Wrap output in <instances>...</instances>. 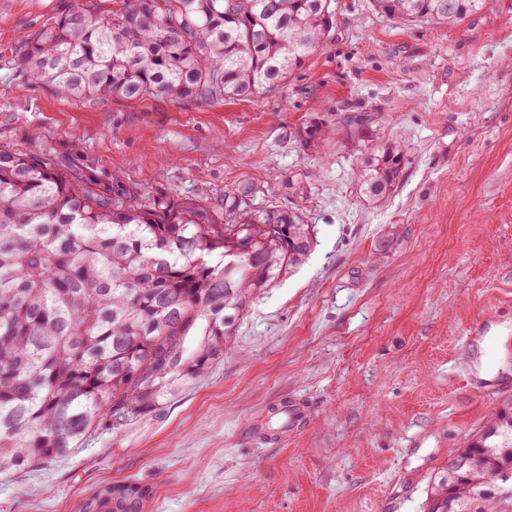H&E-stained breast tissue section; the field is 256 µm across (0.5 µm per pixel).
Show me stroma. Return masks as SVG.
Listing matches in <instances>:
<instances>
[{"label":"stroma","mask_w":512,"mask_h":512,"mask_svg":"<svg viewBox=\"0 0 512 512\" xmlns=\"http://www.w3.org/2000/svg\"><path fill=\"white\" fill-rule=\"evenodd\" d=\"M76 2L0 0V145L55 150L148 203L296 209L317 243L206 375L1 477L0 512H83L116 482L149 488L144 512H423L457 448L512 405V0L452 26L336 0L331 36L279 87L209 103L76 101L28 77L21 40ZM348 112L406 146L384 200L359 194L357 145L308 138ZM285 397L305 425L259 441L250 424Z\"/></svg>","instance_id":"stroma-1"}]
</instances>
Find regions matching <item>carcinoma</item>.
I'll list each match as a JSON object with an SVG mask.
<instances>
[{
	"mask_svg": "<svg viewBox=\"0 0 512 512\" xmlns=\"http://www.w3.org/2000/svg\"><path fill=\"white\" fill-rule=\"evenodd\" d=\"M486 0H371L397 22L455 24ZM334 0H126L103 18L69 8L20 45L29 76L79 100L251 99L329 38ZM349 112L336 132L361 151L360 190L384 199L403 170L398 140L370 146ZM297 211L224 215L194 200L140 203L52 150L0 146V477L52 462L91 435L147 415L224 354L250 298L308 258ZM470 468L427 498L435 512H512V406L464 443ZM149 490L113 484L83 512H142Z\"/></svg>",
	"mask_w": 512,
	"mask_h": 512,
	"instance_id": "cac0c4a2",
	"label": "carcinoma"
}]
</instances>
